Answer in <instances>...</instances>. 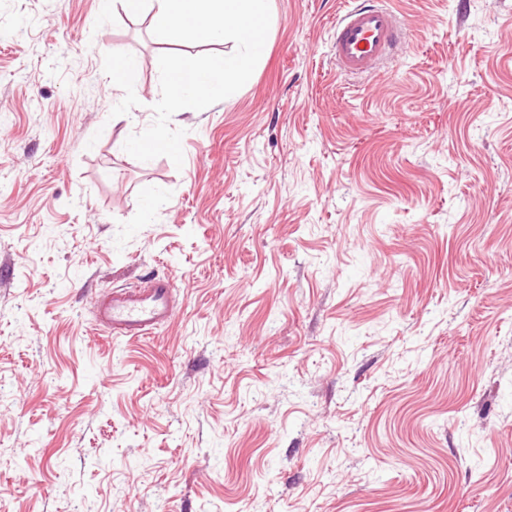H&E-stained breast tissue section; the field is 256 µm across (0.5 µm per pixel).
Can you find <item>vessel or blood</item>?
Masks as SVG:
<instances>
[{"instance_id":"vessel-or-blood-1","label":"vessel or blood","mask_w":512,"mask_h":512,"mask_svg":"<svg viewBox=\"0 0 512 512\" xmlns=\"http://www.w3.org/2000/svg\"><path fill=\"white\" fill-rule=\"evenodd\" d=\"M407 24L385 0L346 8L335 24L331 52L348 76H368L395 60ZM173 284L154 279L148 285L114 291L95 311L98 325L113 335L143 337L173 315Z\"/></svg>"}]
</instances>
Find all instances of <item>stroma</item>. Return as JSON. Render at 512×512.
I'll use <instances>...</instances> for the list:
<instances>
[{
  "label": "stroma",
  "instance_id": "35a3bbf8",
  "mask_svg": "<svg viewBox=\"0 0 512 512\" xmlns=\"http://www.w3.org/2000/svg\"><path fill=\"white\" fill-rule=\"evenodd\" d=\"M387 2L410 40L349 79L346 0H271L178 168L123 149L145 16L0 0V512H512V0ZM153 278L171 321L96 324Z\"/></svg>",
  "mask_w": 512,
  "mask_h": 512
}]
</instances>
